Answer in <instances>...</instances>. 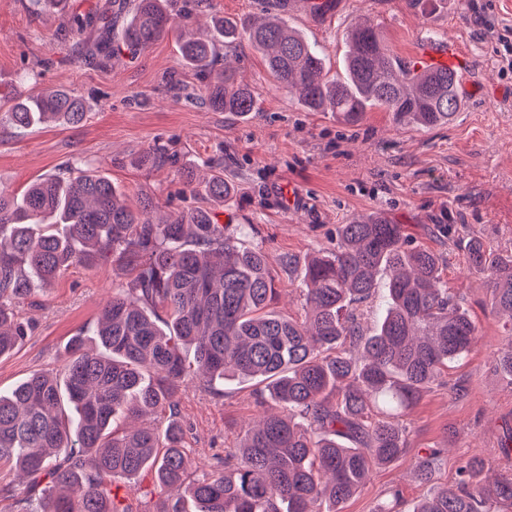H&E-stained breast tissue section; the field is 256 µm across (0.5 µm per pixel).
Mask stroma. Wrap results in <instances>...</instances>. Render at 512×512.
Wrapping results in <instances>:
<instances>
[{
	"label": "stroma",
	"instance_id": "stroma-1",
	"mask_svg": "<svg viewBox=\"0 0 512 512\" xmlns=\"http://www.w3.org/2000/svg\"><path fill=\"white\" fill-rule=\"evenodd\" d=\"M312 0H287L283 17L322 54L330 73H339L350 26L370 18L391 51L413 61L428 39L458 43L468 54L462 74L464 105L448 126L430 131L403 128L382 109L347 124L333 112H309L268 75L261 57L243 45L234 62L238 79L251 84L259 101L245 121L214 112L203 103L171 98L168 73L178 70L174 37L136 57L120 55L112 66L70 60L71 38L58 18L26 9L23 0H0V95L28 97L63 87L87 100L78 125L19 129L0 122V188L18 192L47 175H64L82 159L106 173L131 206L153 197L166 212L204 206L177 174L201 159H222L236 183L233 200L217 207L222 224L253 225L250 239L268 252L280 288L276 309L299 316L301 270L280 260H305L330 246L336 227L370 214L403 225L417 246L441 254L442 276L461 298L476 328L470 352L449 363L406 419L409 452L376 467L363 490L341 512H375L400 489L405 512L429 492L412 466L430 448L442 449L434 484L458 478L461 456H476L496 470L512 468L499 452L512 428V381L495 368L508 331L490 306L484 280L465 260V244L477 238L500 253L512 251V72L500 56L512 45V0H442L426 9L415 0H328L326 11ZM168 145L172 170L150 174L139 163L154 144ZM295 202L286 206L285 193ZM455 225L447 236L442 225ZM111 262L70 266L49 288L20 301L25 339L0 356V389L35 371L57 366L71 337L91 338L97 318L112 296ZM258 385L230 380L223 394L188 381L179 388L176 417L204 475L214 454L232 447L264 415L256 403Z\"/></svg>",
	"mask_w": 512,
	"mask_h": 512
}]
</instances>
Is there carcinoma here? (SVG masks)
<instances>
[{
  "label": "carcinoma",
  "mask_w": 512,
  "mask_h": 512,
  "mask_svg": "<svg viewBox=\"0 0 512 512\" xmlns=\"http://www.w3.org/2000/svg\"><path fill=\"white\" fill-rule=\"evenodd\" d=\"M242 23L213 12L212 0H105L98 10L63 20L78 58L112 65L175 34L181 66L198 83L177 99L198 98L215 112L246 119L256 95L238 80L229 54L247 43L264 57L279 87L311 112H335L350 123L372 108L401 127L432 130L461 107L460 73L418 71L394 56L365 21L346 34L343 75L328 76L315 47L277 14ZM86 106L63 88H44L5 112L16 128L80 123ZM149 173L171 166L164 145L140 158ZM196 194L222 205L235 193L224 168L209 159L180 172ZM143 198L131 208L112 182L81 162L69 176H50L23 193L0 189V356L28 334L16 303L71 265L112 259L124 279L98 318L95 347L75 337L58 368L37 371L0 391V463L28 478L20 512H137L134 482L149 471L177 491L156 512H340L372 467L409 451L400 422L439 382L448 363L467 354L477 329L441 276L442 258L413 246L400 224L355 217L336 228V244L304 263V316L273 307L278 297L268 254L252 247L209 208L156 217ZM469 267L490 288L493 311L512 322V253L472 239ZM386 301L371 335L362 319L378 280ZM512 378V340L496 358ZM229 377L263 384L265 415L239 444L224 449L210 472L196 465L174 422L120 430V416L140 419L175 408L188 379L209 386ZM439 451L415 461L419 482L433 479ZM478 457L458 468L452 486L434 488L410 512H512V473L486 474Z\"/></svg>",
  "instance_id": "1"
}]
</instances>
